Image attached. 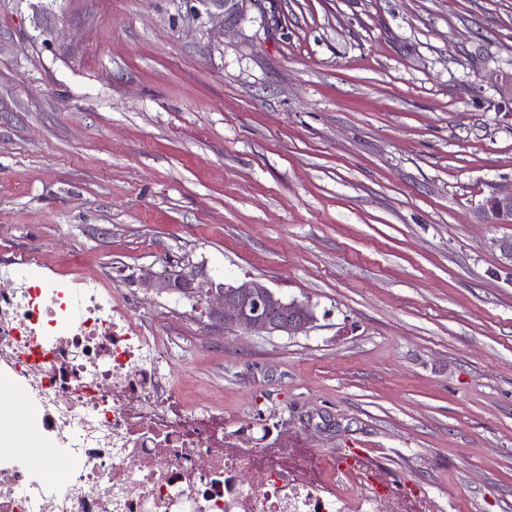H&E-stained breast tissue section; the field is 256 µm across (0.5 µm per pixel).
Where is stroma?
<instances>
[{"label":"stroma","instance_id":"stroma-1","mask_svg":"<svg viewBox=\"0 0 512 512\" xmlns=\"http://www.w3.org/2000/svg\"><path fill=\"white\" fill-rule=\"evenodd\" d=\"M510 189L512 0H0V256L98 277L247 447L512 512ZM181 271L317 319L212 328ZM476 218L481 224H511L512 189L492 194L490 201L482 203L477 209ZM158 287L169 292H175L189 297L201 293L202 288L197 285L195 273H172L159 278Z\"/></svg>","mask_w":512,"mask_h":512}]
</instances>
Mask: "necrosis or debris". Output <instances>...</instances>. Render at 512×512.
<instances>
[{"instance_id":"obj_1","label":"necrosis or debris","mask_w":512,"mask_h":512,"mask_svg":"<svg viewBox=\"0 0 512 512\" xmlns=\"http://www.w3.org/2000/svg\"><path fill=\"white\" fill-rule=\"evenodd\" d=\"M39 248L0 259V512H373L331 481L343 462L226 444L223 411L187 406L169 351L93 277L43 272ZM51 445L34 459L24 415Z\"/></svg>"}]
</instances>
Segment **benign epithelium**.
I'll use <instances>...</instances> for the list:
<instances>
[{"label": "benign epithelium", "instance_id": "7a95c632", "mask_svg": "<svg viewBox=\"0 0 512 512\" xmlns=\"http://www.w3.org/2000/svg\"><path fill=\"white\" fill-rule=\"evenodd\" d=\"M224 10V17L232 19L243 11L248 0H207ZM481 224L512 223V190L494 193L490 201L476 211ZM158 287L189 297L201 293L194 273H172L159 278ZM208 300L205 314L219 326L233 325L245 331L269 336H296L305 332L315 321L314 308L298 300H285L279 293L256 281L236 285L210 282L206 291Z\"/></svg>", "mask_w": 512, "mask_h": 512}]
</instances>
